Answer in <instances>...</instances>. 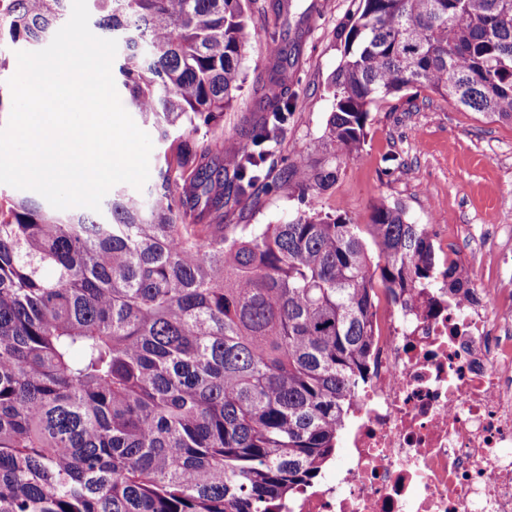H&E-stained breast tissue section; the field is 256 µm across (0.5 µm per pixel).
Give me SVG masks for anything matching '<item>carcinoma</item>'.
I'll list each match as a JSON object with an SVG mask.
<instances>
[{"label": "carcinoma", "mask_w": 512, "mask_h": 512, "mask_svg": "<svg viewBox=\"0 0 512 512\" xmlns=\"http://www.w3.org/2000/svg\"><path fill=\"white\" fill-rule=\"evenodd\" d=\"M0 41L37 51L68 0H0ZM122 45L112 75L166 145L148 200L111 221L0 194V512H275L333 455L365 380L378 292L434 287L425 225L322 213L371 108L428 89L512 123V0H361L330 79V160L229 159L216 129L242 82L244 0H87ZM256 146L277 140L288 40H272ZM295 183L285 224H235ZM379 262L372 265L369 250ZM448 298L468 286L455 263Z\"/></svg>", "instance_id": "carcinoma-1"}]
</instances>
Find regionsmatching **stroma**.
Here are the masks:
<instances>
[{"label": "stroma", "instance_id": "1", "mask_svg": "<svg viewBox=\"0 0 512 512\" xmlns=\"http://www.w3.org/2000/svg\"><path fill=\"white\" fill-rule=\"evenodd\" d=\"M359 6L360 0H333L332 7L317 10L313 0H291L281 18L249 11L238 100L225 112L221 130H200L197 139L251 149L246 133L259 117L255 103L268 79L270 37L284 33L292 46L290 109L281 141L268 146L267 163L278 170L298 159L311 166L327 161L325 132L333 110L328 83ZM381 202L400 204L410 222L447 225L449 236L462 242L477 224L494 239L498 225H512V124L428 91L413 101L403 94L388 97L370 112L359 158L340 160L320 208L366 224ZM300 208L298 188L289 183L261 192L258 206L245 211L242 221L282 224Z\"/></svg>", "mask_w": 512, "mask_h": 512}]
</instances>
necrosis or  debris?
Wrapping results in <instances>:
<instances>
[{
	"label": "necrosis or debris",
	"instance_id": "1",
	"mask_svg": "<svg viewBox=\"0 0 512 512\" xmlns=\"http://www.w3.org/2000/svg\"><path fill=\"white\" fill-rule=\"evenodd\" d=\"M348 454L280 512H512V287L384 302Z\"/></svg>",
	"mask_w": 512,
	"mask_h": 512
}]
</instances>
